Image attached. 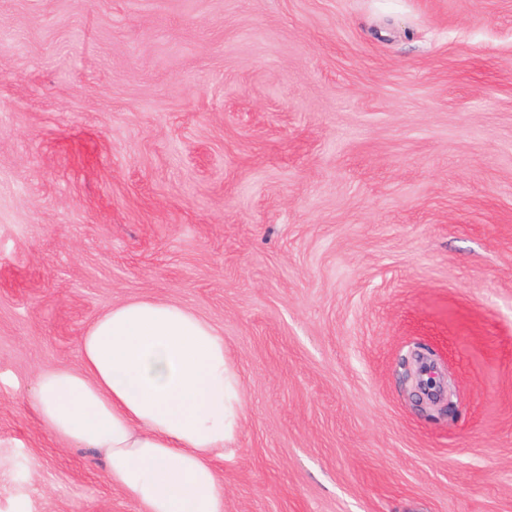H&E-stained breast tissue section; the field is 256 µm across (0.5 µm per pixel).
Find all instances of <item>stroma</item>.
Wrapping results in <instances>:
<instances>
[{"label":"stroma","mask_w":512,"mask_h":512,"mask_svg":"<svg viewBox=\"0 0 512 512\" xmlns=\"http://www.w3.org/2000/svg\"><path fill=\"white\" fill-rule=\"evenodd\" d=\"M140 298L243 382L224 512H512V0H0V512H140L26 398Z\"/></svg>","instance_id":"35a3bbf8"}]
</instances>
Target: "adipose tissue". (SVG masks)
Returning a JSON list of instances; mask_svg holds the SVG:
<instances>
[{"label":"adipose tissue","mask_w":512,"mask_h":512,"mask_svg":"<svg viewBox=\"0 0 512 512\" xmlns=\"http://www.w3.org/2000/svg\"><path fill=\"white\" fill-rule=\"evenodd\" d=\"M81 366H48L31 400L48 433L105 457L112 485L142 512H224L212 465L236 435L242 384L221 330L174 303L138 299L81 336Z\"/></svg>","instance_id":"adipose-tissue-1"}]
</instances>
